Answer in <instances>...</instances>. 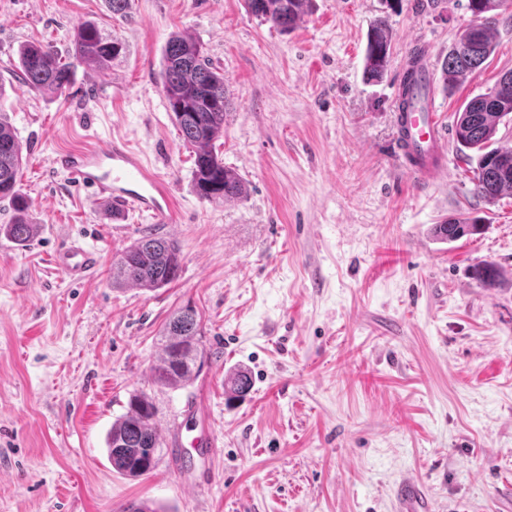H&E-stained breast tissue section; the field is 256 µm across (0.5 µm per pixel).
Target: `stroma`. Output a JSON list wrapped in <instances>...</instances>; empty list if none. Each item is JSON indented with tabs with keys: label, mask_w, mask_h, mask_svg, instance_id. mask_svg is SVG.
Here are the masks:
<instances>
[{
	"label": "stroma",
	"mask_w": 512,
	"mask_h": 512,
	"mask_svg": "<svg viewBox=\"0 0 512 512\" xmlns=\"http://www.w3.org/2000/svg\"><path fill=\"white\" fill-rule=\"evenodd\" d=\"M384 20L391 63L363 75ZM473 16L467 0H314L297 27L260 22L244 0H0V110L22 145L20 185L37 223L0 233V512H397L407 477L429 512H512V193L486 202L455 150L456 114L512 69V12L494 50L453 85L442 64ZM117 36L107 71L73 60L64 93L20 81L28 42L71 57L78 27ZM203 43L228 106L216 149L246 193L192 189L193 151L160 84L171 34ZM431 54L447 174L419 186L392 150L395 88L410 52ZM124 137L170 187L172 224L91 200L54 168L58 151ZM483 224L455 242L434 225ZM177 242L181 273L154 290L112 285V261L148 231ZM95 248L75 284L50 255ZM498 269L493 286L475 266ZM201 317L209 360L186 386L155 383L160 331L181 306ZM247 370L250 392L224 381ZM156 405L165 445L138 479L113 470L106 437L131 393ZM204 404L205 420L187 415ZM214 433L216 453L195 441Z\"/></svg>",
	"instance_id": "1"
}]
</instances>
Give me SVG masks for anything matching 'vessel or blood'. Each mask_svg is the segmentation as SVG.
I'll use <instances>...</instances> for the list:
<instances>
[{
  "mask_svg": "<svg viewBox=\"0 0 512 512\" xmlns=\"http://www.w3.org/2000/svg\"><path fill=\"white\" fill-rule=\"evenodd\" d=\"M429 59L424 51L405 60L402 69L417 73L418 86L412 105L395 115L396 148L411 159L410 171L422 181L442 176L446 160V134L432 97ZM54 164L91 198H108L114 204L148 213L164 223L176 219L170 189L125 142L112 140L65 151L55 156ZM98 261L94 249L76 243L57 248L51 255L55 271L73 281L88 279ZM396 500L402 512H424L426 508L422 488L413 480L401 484Z\"/></svg>",
  "mask_w": 512,
  "mask_h": 512,
  "instance_id": "obj_1",
  "label": "vessel or blood"
}]
</instances>
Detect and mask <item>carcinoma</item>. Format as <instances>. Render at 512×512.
Here are the masks:
<instances>
[{
	"mask_svg": "<svg viewBox=\"0 0 512 512\" xmlns=\"http://www.w3.org/2000/svg\"><path fill=\"white\" fill-rule=\"evenodd\" d=\"M313 0H245L249 13L283 32L295 28L312 7ZM512 0H469V10L479 20L477 37L470 29L458 35L442 67L444 80L454 82L479 69L492 53L490 13L508 8ZM391 36L385 24L371 28L365 56V74L381 78L389 64ZM123 43L92 24L78 28L73 40L74 57L98 71L109 69L120 55ZM22 79L37 91L61 93L71 84V63L49 43H28L19 55ZM162 93L185 143L195 148L192 182L197 196L208 202L241 198L243 181L215 151L224 137L226 96L224 75L205 55L202 44L191 37L171 35L164 48L161 72ZM512 114V83L508 89L478 94L457 113V151L466 161H476L474 193L487 201L512 192V149L492 146L502 119ZM23 165L20 141L4 113H0V200L12 203L14 216L3 232L17 243L30 239L37 230L21 192L19 174ZM479 230L461 221L434 225L435 235L448 242ZM181 272L179 249L174 241L148 232L126 247L112 261V286H138L149 290L176 281ZM161 354L151 366L153 380L179 388L195 377L207 361L203 331L196 311L189 305L165 323ZM227 391L237 397L250 391L248 372L237 370L225 381ZM157 409L143 393H134L126 412L112 423L107 434L108 459L121 475L139 478L153 472L165 437L156 421Z\"/></svg>",
	"mask_w": 512,
	"mask_h": 512,
	"instance_id": "1",
	"label": "carcinoma"
}]
</instances>
